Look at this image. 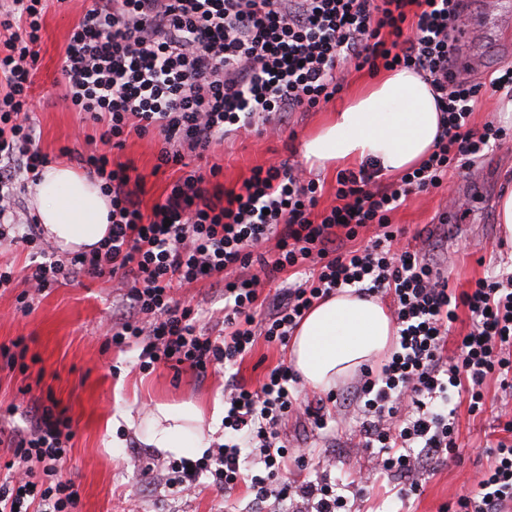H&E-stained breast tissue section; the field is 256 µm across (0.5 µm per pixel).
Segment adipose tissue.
I'll use <instances>...</instances> for the list:
<instances>
[{"mask_svg":"<svg viewBox=\"0 0 512 512\" xmlns=\"http://www.w3.org/2000/svg\"><path fill=\"white\" fill-rule=\"evenodd\" d=\"M441 131L429 80L402 68L385 72L334 113L306 141L304 156L322 167L372 160L383 172L399 174L428 157ZM34 190L37 220L60 250L88 251L107 237L111 204L96 180L71 167L52 166L43 170ZM394 335L381 301L347 288L310 309L289 343V357L309 387L327 391L384 356ZM199 418L192 404L179 409L156 404L151 447L183 454L181 440L195 431Z\"/></svg>","mask_w":512,"mask_h":512,"instance_id":"1","label":"adipose tissue"}]
</instances>
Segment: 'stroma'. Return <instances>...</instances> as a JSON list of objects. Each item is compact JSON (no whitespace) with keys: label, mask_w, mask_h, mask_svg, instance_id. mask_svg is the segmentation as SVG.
Instances as JSON below:
<instances>
[{"label":"stroma","mask_w":512,"mask_h":512,"mask_svg":"<svg viewBox=\"0 0 512 512\" xmlns=\"http://www.w3.org/2000/svg\"><path fill=\"white\" fill-rule=\"evenodd\" d=\"M92 0H51L45 13L32 95L39 146L52 164H64L61 147L84 148L76 133L82 125L59 96L63 83L61 65L71 29ZM473 73L485 79L494 70L512 65V27L472 36ZM367 72H350L342 93L314 112H296L280 137L243 130L213 145L204 156H187L190 167L208 169L219 165L220 183L232 188L242 184L254 167L281 160L305 165L303 143L328 113L350 101L355 91L370 83ZM157 148L150 138L130 136L122 149L112 150L114 161L131 165L144 178L143 206L151 208L164 194L172 174L153 175ZM452 188L462 196L461 209L447 210L443 190L411 194L393 216V223L408 234L424 232L431 241L427 259L448 278L450 287L466 289L472 279L489 269L512 267V242L504 241L496 220V201L512 191V142L494 148L473 166L454 175ZM29 250L17 248L0 254V263L13 266V288L0 293V345L24 337L26 370L0 368V411L10 404L20 409L13 419L17 428L30 426L27 404L55 403L71 418L75 436L63 476L79 487L78 512H251L253 492L240 486L231 496L201 481L192 494L169 488L163 480L168 453L149 448L144 430L128 428L124 418L147 419L154 402L171 405L187 402L212 409L224 399V371L216 369L206 380H197L188 368L161 367L140 372L134 350L107 346L106 323L117 315L119 292L111 279L81 277L30 296L31 308L21 313L17 296L25 292V268ZM487 414L470 418L459 409L461 446L455 458L436 464L420 496L403 502L379 494L372 483L363 488L350 481L366 466L350 452L346 437L330 444L316 439L311 428L288 422L284 440L311 447L304 466H289L287 481L328 479L342 485L351 512H439L443 503L467 492L475 474L485 467L484 446L492 436L491 411L501 404L496 380L485 388ZM150 452L154 472L144 475L138 456Z\"/></svg>","instance_id":"obj_1"}]
</instances>
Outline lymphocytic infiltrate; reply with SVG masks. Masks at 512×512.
Listing matches in <instances>:
<instances>
[{"label":"lymphocytic infiltrate","mask_w":512,"mask_h":512,"mask_svg":"<svg viewBox=\"0 0 512 512\" xmlns=\"http://www.w3.org/2000/svg\"><path fill=\"white\" fill-rule=\"evenodd\" d=\"M0 12V247L24 246L33 262L26 281L40 293L59 280L110 276L124 311L110 342L136 347L140 370L233 367L257 342L287 345L315 303L357 289L389 299L395 342L367 365L353 389L306 402L291 364L279 362L256 389L235 377L224 384V442L201 458L173 459L166 481L194 490L201 477L232 492L250 485L257 512L297 497L313 512H346L328 480L279 482L306 451L280 435L285 419H306L335 440L354 413L355 446L373 479H397L401 499L422 492L433 464L459 446L457 409L484 412V384L496 377L506 399L495 416L497 440L473 490L445 512H505L512 503V271L449 288L426 259L429 242L391 214L413 191L447 186L507 134L494 123L470 125L486 90L512 94V67L481 82L455 62L453 30L464 0H93L73 26L64 52L62 98L91 124L85 143L102 151L61 148L94 177L112 205L108 236L91 250L60 259L38 225L21 222L16 186L49 164L38 147L29 91L47 0H12ZM408 68L430 81L443 132L434 150L400 177L374 162L336 176L333 202L302 167L285 162L252 169L236 189L218 184L220 166L186 170V153L203 152L242 129L280 134L293 112H310L344 89V72ZM157 138L155 171L178 176L163 200L143 211L130 167L111 161L129 135ZM295 280H287L286 272ZM224 286V316L202 320L174 290L213 277ZM274 294H267L268 285ZM471 328L456 347L448 336L460 315ZM72 423L42 406L33 428L0 439L11 457L0 478V512H76L79 490L61 468ZM257 452L258 474L240 464Z\"/></svg>","instance_id":"obj_1"}]
</instances>
